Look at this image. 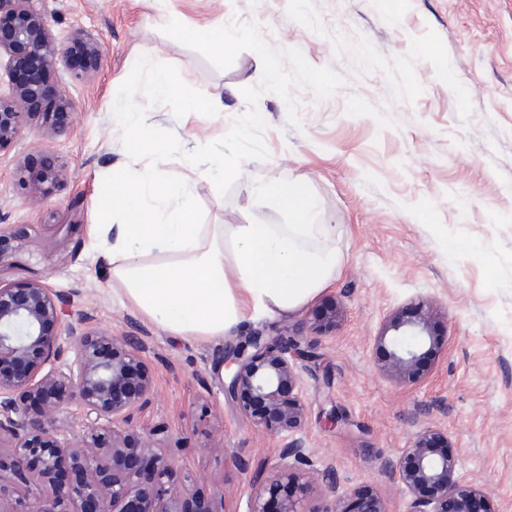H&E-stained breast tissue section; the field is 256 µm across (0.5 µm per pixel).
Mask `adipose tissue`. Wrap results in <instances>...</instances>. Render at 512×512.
<instances>
[{
  "mask_svg": "<svg viewBox=\"0 0 512 512\" xmlns=\"http://www.w3.org/2000/svg\"><path fill=\"white\" fill-rule=\"evenodd\" d=\"M185 164L192 179L171 182L152 168L99 200L102 216L123 221L98 225L112 237L113 277L122 300L173 336L214 340L247 312L285 314L319 293L336 270V252L314 249L315 239L334 240L337 224L319 222L302 180L253 183L244 224L197 221L195 185L233 179L241 154L231 150L199 166L196 152ZM275 210L282 223L265 222Z\"/></svg>",
  "mask_w": 512,
  "mask_h": 512,
  "instance_id": "1",
  "label": "adipose tissue"
}]
</instances>
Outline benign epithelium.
I'll return each mask as SVG.
<instances>
[{
    "label": "benign epithelium",
    "instance_id": "7a95c632",
    "mask_svg": "<svg viewBox=\"0 0 512 512\" xmlns=\"http://www.w3.org/2000/svg\"><path fill=\"white\" fill-rule=\"evenodd\" d=\"M0 55L9 59L11 93L0 96V151L23 134L34 105L47 92L46 78L57 61L69 63L68 48L53 38L40 0H0ZM85 53L83 72L97 68L100 48L91 36L77 38ZM64 175L47 167L29 183L38 198ZM61 297L40 277L22 288L0 284V442H14L0 455V501L18 492L16 507L0 512H224V496L187 497L168 486L169 459L156 441L129 438L132 414L153 390L145 361L147 348L138 333L112 334L91 326L82 316L67 325L74 338L76 369L48 370L60 356L58 329ZM385 332L391 334L383 371L401 381L413 379L435 346L432 311L422 304L413 316L398 311ZM298 340L256 334L229 348L224 365V396L237 403L239 415L257 429L274 434L299 432L306 405L299 393L295 359ZM39 404L41 419L27 418L26 406ZM78 403L88 432L72 443L59 440L65 427L62 406ZM307 457L293 439L265 476L251 483L250 512H304L297 489L336 491L333 467L299 473ZM457 460L448 455V438L426 429L392 465L395 482L408 496L403 512H494L491 493L460 483ZM32 471L49 485L41 493L21 487ZM326 512H388L384 498L353 490Z\"/></svg>",
    "mask_w": 512,
    "mask_h": 512
}]
</instances>
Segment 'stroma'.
I'll list each match as a JSON object with an SVG mask.
<instances>
[{
    "instance_id": "1",
    "label": "stroma",
    "mask_w": 512,
    "mask_h": 512,
    "mask_svg": "<svg viewBox=\"0 0 512 512\" xmlns=\"http://www.w3.org/2000/svg\"><path fill=\"white\" fill-rule=\"evenodd\" d=\"M53 37L87 33L101 46L95 71L58 66L51 83L74 103L47 136L38 122L0 152V226L24 237L0 255V282L40 276L64 299V321L92 317L107 332L147 333L151 401L133 421L201 493L220 489L226 512H248L249 482L289 441L242 420L224 396L229 344L257 333L299 338V391L307 423L298 437L303 469L332 465L337 494L370 489L402 512L386 464L420 431L448 437L456 475L490 487L495 512H512V0H43ZM176 19L202 30L215 21L256 24L275 49H300L345 83L317 99L294 90L298 121L277 95L261 96L268 157L243 162L227 194L198 181L202 224H239L248 186L302 178L322 216L338 226L336 277L285 314L250 315L224 338L173 336L112 290V252L92 246L98 200L150 161L130 159L113 116L119 87L140 56L174 65L206 96L224 95V115L175 116L148 107L150 126L172 131L184 150L215 142L248 104L243 88L262 76L259 55L226 69L165 35ZM64 168L48 196L27 184ZM434 306L436 346L416 380L381 370V337L397 311ZM348 420L325 429L330 411ZM231 462L207 453L216 429Z\"/></svg>"
}]
</instances>
